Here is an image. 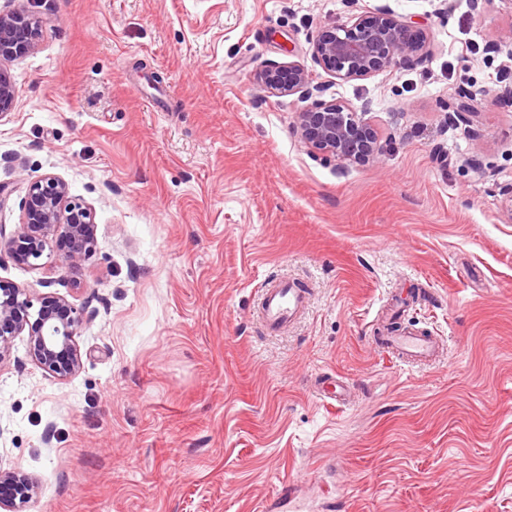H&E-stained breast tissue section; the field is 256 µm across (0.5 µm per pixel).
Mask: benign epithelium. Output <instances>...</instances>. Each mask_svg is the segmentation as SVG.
Wrapping results in <instances>:
<instances>
[{"label":"benign epithelium","mask_w":512,"mask_h":512,"mask_svg":"<svg viewBox=\"0 0 512 512\" xmlns=\"http://www.w3.org/2000/svg\"><path fill=\"white\" fill-rule=\"evenodd\" d=\"M0 11V119L15 104L17 88L7 63L33 52L38 46L41 20L28 7L29 0ZM312 56L341 80H361L400 62L428 55L422 33L387 6L357 18L350 25L322 30L312 43ZM256 80L277 94L319 91L308 70L291 63H270ZM368 107L357 111L339 101L317 100L298 113L297 131L302 141L324 157L356 164L374 163L380 155L376 129L365 119ZM95 214L72 196L68 184L47 174L31 183L22 203V218L13 234L0 236V253L14 262L38 268L45 251L62 248L72 267L96 249ZM86 317L84 310L64 297L31 295L28 288L0 280V364L9 355L15 337L27 334L32 359L45 372L66 381L82 367L78 344ZM38 492L37 481L15 470L0 468V509L26 512Z\"/></svg>","instance_id":"obj_1"}]
</instances>
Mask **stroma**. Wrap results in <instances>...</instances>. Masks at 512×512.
I'll use <instances>...</instances> for the list:
<instances>
[{"label": "stroma", "mask_w": 512, "mask_h": 512, "mask_svg": "<svg viewBox=\"0 0 512 512\" xmlns=\"http://www.w3.org/2000/svg\"><path fill=\"white\" fill-rule=\"evenodd\" d=\"M386 5L426 59L362 80L316 63L324 28ZM38 48L10 63L0 235L31 182L95 212L94 256L0 279L88 319L60 381L13 341L0 364V467L34 476L29 512H512V0H36ZM478 47L460 56L462 43ZM307 69L323 100L370 105L382 152H312L310 101L254 75ZM474 93L458 120L448 101ZM311 296L288 330L261 288ZM446 360L369 341L389 304ZM340 374L343 408L314 381ZM309 290L294 281L284 279L263 289L259 318L270 333H278L290 326L304 309Z\"/></svg>", "instance_id": "obj_1"}]
</instances>
